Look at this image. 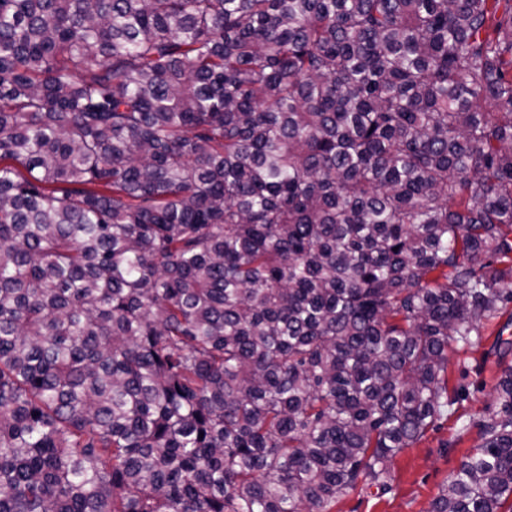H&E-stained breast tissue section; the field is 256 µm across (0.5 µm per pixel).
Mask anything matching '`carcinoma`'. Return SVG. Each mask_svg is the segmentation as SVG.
Here are the masks:
<instances>
[{"mask_svg": "<svg viewBox=\"0 0 512 512\" xmlns=\"http://www.w3.org/2000/svg\"><path fill=\"white\" fill-rule=\"evenodd\" d=\"M510 304L512 0H0V512H334Z\"/></svg>", "mask_w": 512, "mask_h": 512, "instance_id": "carcinoma-1", "label": "carcinoma"}]
</instances>
